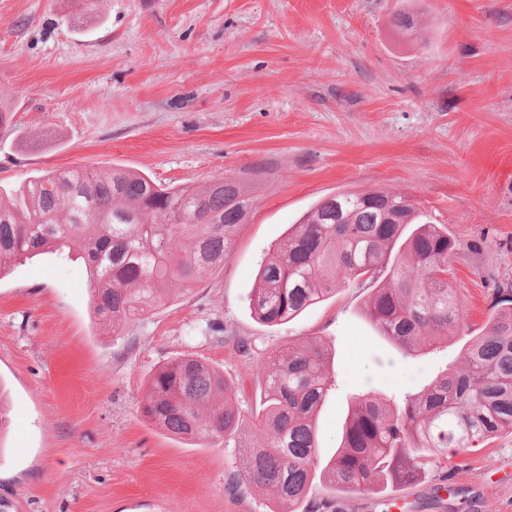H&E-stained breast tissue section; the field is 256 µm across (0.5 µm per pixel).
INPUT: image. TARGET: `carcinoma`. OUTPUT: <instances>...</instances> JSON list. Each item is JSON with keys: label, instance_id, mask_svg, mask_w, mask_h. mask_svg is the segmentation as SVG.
<instances>
[{"label": "carcinoma", "instance_id": "1", "mask_svg": "<svg viewBox=\"0 0 512 512\" xmlns=\"http://www.w3.org/2000/svg\"><path fill=\"white\" fill-rule=\"evenodd\" d=\"M393 25L412 34L417 16ZM245 176L217 175L198 186L164 188L125 167L58 168L0 194V276L40 254L78 251L89 270L95 314L118 336L135 315L174 291L194 290L224 267L239 225L254 206ZM458 244L414 200L386 190H342L320 200L261 262L250 299L254 317L281 326L336 294L366 288L364 314L404 354L430 351L466 325L449 287ZM265 401L245 417L221 401L229 383L205 361L183 356L152 374L144 418L190 445L215 440L237 449L228 488L271 493L269 512H332L336 498H308L319 456L316 415L336 390L329 354L312 341L286 340L261 360ZM512 433V291L460 364L398 407L377 390L352 397L336 452L325 467L331 491L379 494L416 484L427 467Z\"/></svg>", "mask_w": 512, "mask_h": 512}]
</instances>
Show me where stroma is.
Returning <instances> with one entry per match:
<instances>
[{"mask_svg": "<svg viewBox=\"0 0 512 512\" xmlns=\"http://www.w3.org/2000/svg\"><path fill=\"white\" fill-rule=\"evenodd\" d=\"M406 7L411 36L391 25ZM0 95L14 113L0 188L69 166L175 187L259 179L223 269L122 335L94 319L82 262L44 254L0 277V512H268L266 489L227 493L234 449L184 444L140 414L158 366L212 363L249 415L266 352L327 345L340 389L318 415L321 471L353 389L424 390L512 289V0H101L90 17L77 0H0ZM374 189L412 196L460 243L450 286L468 329L404 355L364 317L361 288L259 323L258 265L289 225L327 195ZM406 494L407 512H512V434Z\"/></svg>", "mask_w": 512, "mask_h": 512, "instance_id": "obj_1", "label": "stroma"}]
</instances>
